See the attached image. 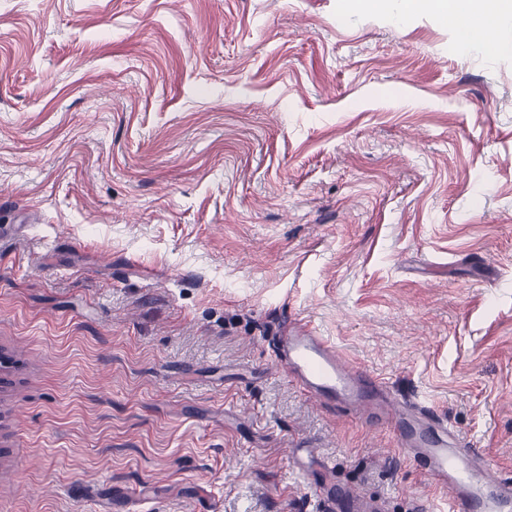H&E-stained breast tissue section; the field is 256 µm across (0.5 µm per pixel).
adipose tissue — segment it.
Instances as JSON below:
<instances>
[{"label": "adipose tissue", "mask_w": 512, "mask_h": 512, "mask_svg": "<svg viewBox=\"0 0 512 512\" xmlns=\"http://www.w3.org/2000/svg\"><path fill=\"white\" fill-rule=\"evenodd\" d=\"M413 11L430 12L440 19L465 16L455 37L464 47H478L491 53L512 54V39L500 35L504 24L512 23V0H410Z\"/></svg>", "instance_id": "ef3b65f1"}]
</instances>
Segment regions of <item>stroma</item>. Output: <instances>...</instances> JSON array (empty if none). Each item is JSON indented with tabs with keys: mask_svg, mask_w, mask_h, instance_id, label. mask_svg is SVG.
Returning <instances> with one entry per match:
<instances>
[{
	"mask_svg": "<svg viewBox=\"0 0 512 512\" xmlns=\"http://www.w3.org/2000/svg\"><path fill=\"white\" fill-rule=\"evenodd\" d=\"M297 320L512 476V55L343 0H0V512H429Z\"/></svg>",
	"mask_w": 512,
	"mask_h": 512,
	"instance_id": "stroma-1",
	"label": "stroma"
}]
</instances>
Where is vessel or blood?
I'll use <instances>...</instances> for the list:
<instances>
[{
    "mask_svg": "<svg viewBox=\"0 0 512 512\" xmlns=\"http://www.w3.org/2000/svg\"><path fill=\"white\" fill-rule=\"evenodd\" d=\"M279 363L313 398L340 401L390 424L402 451L421 461L430 482L448 493V512H512V480L462 446L447 423L424 409L390 401L380 379L350 363L306 325L286 328Z\"/></svg>",
    "mask_w": 512,
    "mask_h": 512,
    "instance_id": "1",
    "label": "vessel or blood"
}]
</instances>
